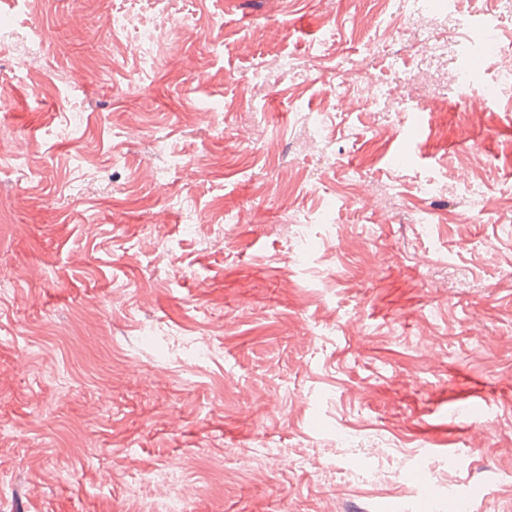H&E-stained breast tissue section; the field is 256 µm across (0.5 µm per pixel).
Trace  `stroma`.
Listing matches in <instances>:
<instances>
[{"label": "stroma", "instance_id": "stroma-1", "mask_svg": "<svg viewBox=\"0 0 512 512\" xmlns=\"http://www.w3.org/2000/svg\"><path fill=\"white\" fill-rule=\"evenodd\" d=\"M437 2L149 0L196 27L144 69L93 0H0V141L29 144L0 160V512H157L146 463L194 485L180 512H512V87L471 125L498 61L463 45L512 48V0ZM476 38L471 42L469 57L482 58L492 54L496 42V27L489 21L474 25Z\"/></svg>", "mask_w": 512, "mask_h": 512}]
</instances>
